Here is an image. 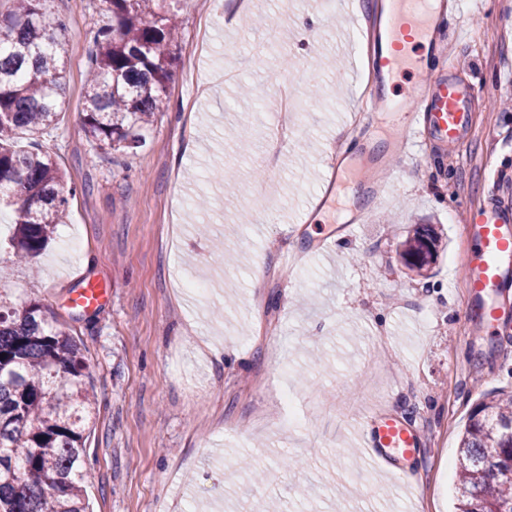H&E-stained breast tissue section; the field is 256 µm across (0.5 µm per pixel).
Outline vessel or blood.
<instances>
[{
  "label": "vessel or blood",
  "instance_id": "obj_1",
  "mask_svg": "<svg viewBox=\"0 0 512 512\" xmlns=\"http://www.w3.org/2000/svg\"><path fill=\"white\" fill-rule=\"evenodd\" d=\"M383 9L390 48L373 59L379 76H390L408 63L407 45L417 43L424 51H437L436 34L447 13L446 0H385ZM416 72L419 79L412 99H375L371 111L390 116L398 149L413 142L423 123L441 141L457 143L470 126V88L455 82L443 69L420 66ZM466 233L472 243L462 276L469 319L480 332L507 335L512 322L503 319L493 298L512 279V207L496 199L469 207ZM105 294L99 283L86 281L74 291L70 304L94 309L101 305ZM362 438L368 458L388 468L397 482H404L400 462L413 454L418 444L416 430L398 418L371 414L363 421Z\"/></svg>",
  "mask_w": 512,
  "mask_h": 512
}]
</instances>
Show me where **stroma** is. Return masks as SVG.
I'll list each match as a JSON object with an SVG mask.
<instances>
[{"label":"stroma","mask_w":512,"mask_h":512,"mask_svg":"<svg viewBox=\"0 0 512 512\" xmlns=\"http://www.w3.org/2000/svg\"><path fill=\"white\" fill-rule=\"evenodd\" d=\"M354 2L250 0V16L280 20L270 42L202 0H173L166 109L143 146L105 153L81 112L106 6L48 0L69 29L65 110L17 146L48 151L76 193L37 261L0 266V292L39 302L82 343L97 394L90 512H247L258 497L281 512H452L459 433L483 393L512 387V342L474 331L461 279L463 204L512 199V6L448 0L471 28L453 53L473 124L454 145L428 137L410 165L383 124H352L363 100L412 85L407 73L364 79ZM307 15L320 24L299 31ZM283 85L299 92L295 132L268 163ZM335 149L351 161L336 183ZM387 165L396 182L384 189ZM420 224L444 246L417 273L399 251ZM85 279L107 290L88 312L70 305ZM189 279L213 282L210 297L184 293ZM372 413L419 431L401 463L415 489L362 455ZM243 457L264 486L241 483Z\"/></svg>","instance_id":"35a3bbf8"}]
</instances>
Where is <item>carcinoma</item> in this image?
<instances>
[{
    "mask_svg": "<svg viewBox=\"0 0 512 512\" xmlns=\"http://www.w3.org/2000/svg\"><path fill=\"white\" fill-rule=\"evenodd\" d=\"M0 17V207L16 212L11 259L40 254L66 211L51 154L16 149L63 112L69 33L47 0H11ZM112 23L94 33L82 123L101 149L138 148L163 111L176 24L166 0H105ZM439 246L428 225L401 242L421 270ZM0 512H86L85 430L96 409L80 344L44 308L0 294ZM457 512H512V390L485 394L460 439Z\"/></svg>",
    "mask_w": 512,
    "mask_h": 512,
    "instance_id": "carcinoma-1",
    "label": "carcinoma"
}]
</instances>
